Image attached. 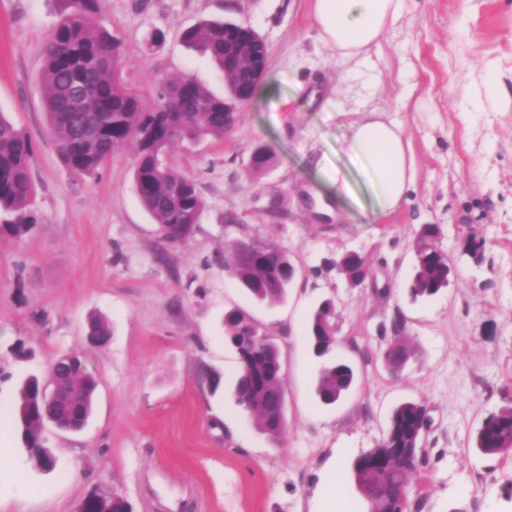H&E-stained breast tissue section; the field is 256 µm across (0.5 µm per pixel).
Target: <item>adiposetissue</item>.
Segmentation results:
<instances>
[{
    "mask_svg": "<svg viewBox=\"0 0 512 512\" xmlns=\"http://www.w3.org/2000/svg\"><path fill=\"white\" fill-rule=\"evenodd\" d=\"M403 0H312V17L323 43L344 60L379 46L395 22ZM353 159L373 197V217H385L405 202L415 182V160L401 125L383 113L367 112L346 125Z\"/></svg>",
    "mask_w": 512,
    "mask_h": 512,
    "instance_id": "ef3b65f1",
    "label": "adipose tissue"
}]
</instances>
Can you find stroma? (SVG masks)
I'll return each instance as SVG.
<instances>
[{"label":"stroma","instance_id":"obj_1","mask_svg":"<svg viewBox=\"0 0 512 512\" xmlns=\"http://www.w3.org/2000/svg\"><path fill=\"white\" fill-rule=\"evenodd\" d=\"M64 8L0 0V112L34 144L37 217L22 238L0 237V412L12 415L19 381L60 354L81 358L98 388L83 431L47 430L53 472L33 466L14 426L0 430L12 461L0 471V512H77L101 487L133 512H314L332 466L343 476L337 512H364L352 462L404 401L422 403L431 419L407 512H512V451L474 446L482 420L512 402V0H405L380 47L353 60L323 47L311 0H103L100 22L122 42L124 80L147 99L172 79L225 95L222 73L181 39L199 20L250 23L268 45L267 72L234 132L170 151L206 208L189 241L167 250L135 193L133 146L88 178L65 166L46 131L44 47ZM157 29L165 40L154 45ZM489 78L492 99L480 92ZM380 111L403 125L416 177L402 208L374 224L344 134L349 118ZM260 147L275 162L253 179ZM315 157L347 174L361 200L336 206L326 224ZM275 196L274 223L265 211ZM424 224L439 225L454 272L442 294L414 303L404 285ZM473 232L485 240L478 259L463 249ZM253 238L279 244L298 267L286 301L254 302L225 275V250ZM350 249L389 294L337 275L334 262ZM322 296L336 302V355L357 371L333 406L315 397L321 361L305 331ZM232 308L280 348L279 441L211 390L213 374L227 384L238 369L222 327ZM95 315L112 330L102 347L87 339ZM397 315L412 357L395 374L381 353Z\"/></svg>","mask_w":512,"mask_h":512}]
</instances>
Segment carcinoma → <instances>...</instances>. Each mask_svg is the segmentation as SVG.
Instances as JSON below:
<instances>
[{"instance_id":"1","label":"carcinoma","mask_w":512,"mask_h":512,"mask_svg":"<svg viewBox=\"0 0 512 512\" xmlns=\"http://www.w3.org/2000/svg\"><path fill=\"white\" fill-rule=\"evenodd\" d=\"M102 0H67L66 13L49 38L44 52L42 83L44 108L49 133L57 141L65 165L75 174L95 176L120 148L136 146L134 187L143 209L157 224L159 240L166 246L187 241L186 225L205 209V200L195 178L176 170L168 160L170 147L183 140L228 136L227 118L239 110L262 73L254 67L244 48L255 35L241 24L222 19H204L186 28L183 40L199 50L220 69L228 87V97L212 95L201 84L184 79L169 81L157 91L153 102L129 89L122 78L120 41L100 27L97 17ZM34 154L31 139L0 114V235L20 238L36 223L30 161ZM249 174L255 178L267 172L273 155L263 148L253 152ZM440 235L437 224H423L418 233L415 259L407 283L411 301L424 302L448 287V259L434 249ZM230 260L231 276L257 302H282L288 295L294 267L288 252L276 243L260 239L245 249L224 252ZM345 276L358 285L371 270L362 255L338 258ZM328 305L311 311L307 335L316 356L334 350ZM91 334L104 341L110 336L106 318L89 320ZM403 323L393 319L389 330L391 344L382 352V361L393 370L399 358L410 353L402 339ZM262 334L257 324L243 311L224 314L225 341L240 350L242 359L232 384L233 399L241 410L256 416L258 430L276 442L287 421L274 422L280 405L276 394L283 378L279 346L252 347V339ZM354 368L333 361L320 372L315 382L317 401L325 406L336 403L353 386ZM47 378L31 374L18 387V438L34 466L42 471L55 468L56 460L45 451V425L53 423L68 431L87 420L93 411L97 378L86 371L80 359L66 376L70 406L54 408L43 397ZM426 408L406 401L393 410L383 437L352 464V479L371 472L378 458L390 461L395 453L420 452L417 431ZM475 447L484 454L512 451V404L486 417L475 435ZM112 492L102 491L85 502V512H117Z\"/></svg>"}]
</instances>
